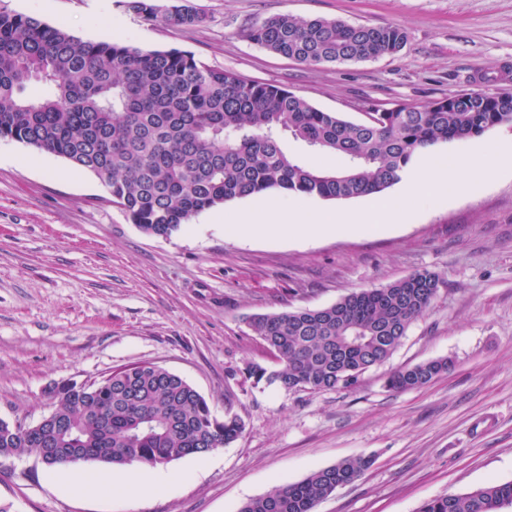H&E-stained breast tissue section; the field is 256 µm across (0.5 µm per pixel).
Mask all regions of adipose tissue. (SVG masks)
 Returning <instances> with one entry per match:
<instances>
[{"mask_svg":"<svg viewBox=\"0 0 512 512\" xmlns=\"http://www.w3.org/2000/svg\"><path fill=\"white\" fill-rule=\"evenodd\" d=\"M497 160L483 154H462L441 159L424 156L419 168L404 179L396 197L374 201L361 211L335 210L310 212L303 210L272 211L255 221L234 225L237 236H277L314 239L333 232L358 229L362 224L381 227L406 224L412 219L424 197L447 199L470 192L496 171ZM179 474L137 464L120 474L77 472L64 480L65 490L76 494H106L121 490L131 501L140 502L180 482Z\"/></svg>","mask_w":512,"mask_h":512,"instance_id":"ef3b65f1","label":"adipose tissue"}]
</instances>
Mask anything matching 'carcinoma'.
I'll use <instances>...</instances> for the list:
<instances>
[{"label": "carcinoma", "mask_w": 512, "mask_h": 512, "mask_svg": "<svg viewBox=\"0 0 512 512\" xmlns=\"http://www.w3.org/2000/svg\"><path fill=\"white\" fill-rule=\"evenodd\" d=\"M123 6L150 22L187 28L206 22L189 6L165 13L153 0H124ZM246 37L305 64L376 59L407 41L394 25L288 14L253 24ZM34 84L44 93L29 94ZM503 125L512 126V94L477 89L350 121L285 87L211 68L189 51L83 40L0 6V139L95 175L109 201L150 236L168 237L202 212L265 192L327 200L375 195L399 183L423 151ZM289 139L338 166L288 154ZM439 285L437 275L415 273L321 308L254 316L249 326L279 367L253 365L248 375L286 390L354 388L392 355ZM452 367V360L436 358L393 371L386 386L420 388ZM53 399L54 446L45 445V428L22 432L0 419V456H44L50 468L77 461L154 467L228 445L244 430L237 415L227 411L218 420L192 384L154 364L115 370L82 390L64 383ZM370 464L369 457L342 460L273 487L240 512H313ZM508 508L512 481L439 496L418 512Z\"/></svg>", "instance_id": "1"}]
</instances>
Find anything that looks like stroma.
<instances>
[{"instance_id": "35a3bbf8", "label": "stroma", "mask_w": 512, "mask_h": 512, "mask_svg": "<svg viewBox=\"0 0 512 512\" xmlns=\"http://www.w3.org/2000/svg\"><path fill=\"white\" fill-rule=\"evenodd\" d=\"M192 5L187 29L149 22L119 0H0L9 10L86 40L144 50L180 48L249 81L288 87L317 108L357 120L482 87L512 93V0H156ZM278 14L395 24L408 40L375 60L305 65L245 38ZM93 175L61 157L0 140V419L38 423L47 390L151 363L176 373L213 414L243 433L198 471L132 505L119 494L73 495L37 456L0 457V505L10 512H239L281 482L355 456L372 464L314 512H417L434 497L512 481V175L374 232L314 240L233 235L260 201L310 210L327 200L247 197L153 237L105 200ZM439 276L429 309L392 356L351 389L254 385L249 364L278 359L248 326L256 314L335 303L417 272ZM447 357L428 385L393 391L392 371Z\"/></svg>"}]
</instances>
